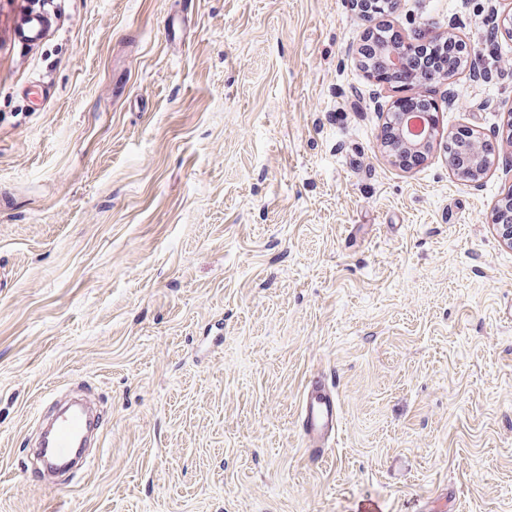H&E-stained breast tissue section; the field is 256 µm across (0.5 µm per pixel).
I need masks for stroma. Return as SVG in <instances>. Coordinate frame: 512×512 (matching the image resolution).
Instances as JSON below:
<instances>
[{"instance_id":"35a3bbf8","label":"stroma","mask_w":512,"mask_h":512,"mask_svg":"<svg viewBox=\"0 0 512 512\" xmlns=\"http://www.w3.org/2000/svg\"><path fill=\"white\" fill-rule=\"evenodd\" d=\"M512 0H0V512H512ZM54 31L33 52L19 14ZM484 49L420 86L433 146L383 144L403 90L369 31ZM48 88L46 100L30 85ZM469 128L493 164L448 167ZM341 429H297L317 374ZM102 412L90 467L33 468L41 418ZM53 26V20L44 13H26L18 20L14 38L26 51L34 50L40 45ZM491 221L502 241L512 247V191L502 198L495 213L491 215ZM502 221L510 224H499ZM297 423L309 457L322 459L330 437L338 433L341 424L338 389L332 380L317 376L309 382Z\"/></svg>"}]
</instances>
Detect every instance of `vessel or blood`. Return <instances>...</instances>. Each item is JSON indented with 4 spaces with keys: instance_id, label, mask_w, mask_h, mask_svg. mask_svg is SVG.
<instances>
[{
    "instance_id": "b4317fda",
    "label": "vessel or blood",
    "mask_w": 512,
    "mask_h": 512,
    "mask_svg": "<svg viewBox=\"0 0 512 512\" xmlns=\"http://www.w3.org/2000/svg\"><path fill=\"white\" fill-rule=\"evenodd\" d=\"M52 26L53 20L47 14H24L17 21L15 41L22 49L33 50L40 45ZM297 423L309 457L314 460L322 459L330 437L338 433L341 424L339 394L334 383L321 376L314 377L309 382ZM88 430L87 414L81 408H69L59 413L50 423L48 437L43 440L42 445L67 461L72 458L76 445Z\"/></svg>"
}]
</instances>
